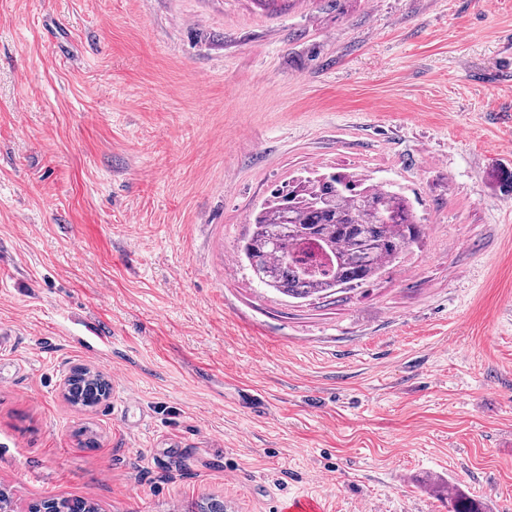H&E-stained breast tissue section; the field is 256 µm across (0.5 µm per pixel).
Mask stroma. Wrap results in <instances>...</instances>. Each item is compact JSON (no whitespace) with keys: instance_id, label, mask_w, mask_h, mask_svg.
I'll list each match as a JSON object with an SVG mask.
<instances>
[{"instance_id":"obj_1","label":"stroma","mask_w":512,"mask_h":512,"mask_svg":"<svg viewBox=\"0 0 512 512\" xmlns=\"http://www.w3.org/2000/svg\"><path fill=\"white\" fill-rule=\"evenodd\" d=\"M507 152L512 0H0L16 512H448L454 486L512 512ZM316 171L402 187L422 234L294 299L237 252ZM78 366L109 401L63 398ZM325 507L321 500L302 495L284 499L280 504V512H323Z\"/></svg>"}]
</instances>
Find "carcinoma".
I'll return each mask as SVG.
<instances>
[{"instance_id": "obj_1", "label": "carcinoma", "mask_w": 512, "mask_h": 512, "mask_svg": "<svg viewBox=\"0 0 512 512\" xmlns=\"http://www.w3.org/2000/svg\"><path fill=\"white\" fill-rule=\"evenodd\" d=\"M422 233L408 200L392 188L342 175L304 180L274 192L241 246L259 283L307 298L344 284L356 287L399 258ZM72 402L92 406L90 382L74 385ZM453 512H483L455 489Z\"/></svg>"}]
</instances>
